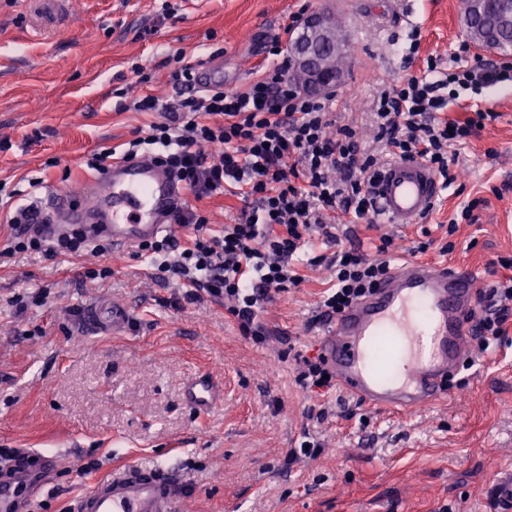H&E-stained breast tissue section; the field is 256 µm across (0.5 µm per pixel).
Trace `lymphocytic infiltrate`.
Instances as JSON below:
<instances>
[{
  "instance_id": "obj_1",
  "label": "lymphocytic infiltrate",
  "mask_w": 512,
  "mask_h": 512,
  "mask_svg": "<svg viewBox=\"0 0 512 512\" xmlns=\"http://www.w3.org/2000/svg\"><path fill=\"white\" fill-rule=\"evenodd\" d=\"M267 53L270 63L242 92L199 89L194 66L179 65L175 96L163 100L146 95L131 102L132 110L159 112L164 119L130 140L124 152L128 158L160 156L195 199L229 190L254 201L243 223L221 230L212 229L200 209L180 205L172 221L190 229L187 242L164 236L142 243L140 249L151 257L160 277H176L189 287L232 300L230 313L243 335L258 341L265 335L257 320L260 302L304 281L291 262L302 243L314 235L333 240L345 217L376 214L371 191L375 159L362 149L356 128L337 124L332 95L303 93L289 79L290 60L280 40H273ZM507 81L512 82L508 63L479 60L470 67L449 66L441 74L436 61L427 60L422 75L378 96L373 114L377 139L391 157L421 158L446 183H453L449 147L467 141L495 115L479 112L448 120L449 98L461 89ZM9 221L18 227L9 246L13 252L53 258L89 246L99 254L107 250L105 244H91L79 229L50 240L21 227L20 212L10 214ZM393 245L385 237L375 255L350 248L327 258L332 285L320 298L325 316L342 312L386 277ZM480 303L474 337L484 352L506 334L512 276L493 282L481 293Z\"/></svg>"
}]
</instances>
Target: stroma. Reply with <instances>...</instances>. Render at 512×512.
Listing matches in <instances>:
<instances>
[{"mask_svg":"<svg viewBox=\"0 0 512 512\" xmlns=\"http://www.w3.org/2000/svg\"><path fill=\"white\" fill-rule=\"evenodd\" d=\"M179 3L165 16L161 0H0V198L23 207L63 190L82 204L79 183L95 175L90 154L123 153L156 119L126 103L174 96L169 55L223 64L225 88L245 90L275 29L304 5L332 9L341 21L349 63L334 89L336 119L355 126L385 165L376 96L420 75L428 57L452 59L468 40L461 0ZM135 64L149 83L136 82ZM478 110L496 118L452 146L457 180L432 212L408 228L380 219L369 229L355 219L341 226L338 243L311 240L295 255L304 283L258 313L269 330L261 343L242 334L230 300L204 291L187 298L181 281L157 278L137 249L51 259L8 252L15 230L0 214V448L51 462L38 491L21 490L22 512H63L121 463L183 471L180 512H495L489 481L512 466V328L487 352H472V367L457 368L447 399L410 415L357 405L339 385L312 392L294 381L295 354H320L328 324L319 298L330 272L311 257L340 247L367 252L388 235L392 265L420 257L473 267L485 285L512 258V84L462 92L448 116ZM474 198V223L448 235L449 220ZM197 206L219 229L245 221L253 204L227 193ZM91 267L110 274L87 279ZM98 297L127 303L136 331L80 329V312ZM203 371L222 384L224 400L200 415L183 386ZM323 407L326 418H309ZM307 434L318 452L288 462ZM93 462L98 470L85 473Z\"/></svg>","mask_w":512,"mask_h":512,"instance_id":"1","label":"stroma"}]
</instances>
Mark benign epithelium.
Here are the masks:
<instances>
[{
    "label": "benign epithelium",
    "instance_id": "benign-epithelium-1",
    "mask_svg": "<svg viewBox=\"0 0 512 512\" xmlns=\"http://www.w3.org/2000/svg\"><path fill=\"white\" fill-rule=\"evenodd\" d=\"M342 46L336 42V14L329 10L309 13L293 44L292 81L309 93H325L343 79L336 65Z\"/></svg>",
    "mask_w": 512,
    "mask_h": 512
}]
</instances>
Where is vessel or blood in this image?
Here are the masks:
<instances>
[{
    "mask_svg": "<svg viewBox=\"0 0 512 512\" xmlns=\"http://www.w3.org/2000/svg\"><path fill=\"white\" fill-rule=\"evenodd\" d=\"M91 203L74 206L50 193V223L33 219L44 237L84 224L113 245L131 248L165 230L183 197L180 185L154 157L116 159L82 186ZM375 206L390 224L407 226L429 214L440 192L434 169L418 159L396 160L379 170ZM475 270L408 260L393 268L374 292L330 322L321 338L337 381L361 403L399 414L429 408L448 396V374L472 344L468 313L476 305ZM80 323L92 331L127 332L131 308L102 299L88 304ZM197 410L218 399L215 382L202 375L187 386ZM185 475L176 469L123 465L78 498L73 512H177ZM495 512H512V469L495 475Z\"/></svg>",
    "mask_w": 512,
    "mask_h": 512,
    "instance_id": "1",
    "label": "vessel or blood"
}]
</instances>
